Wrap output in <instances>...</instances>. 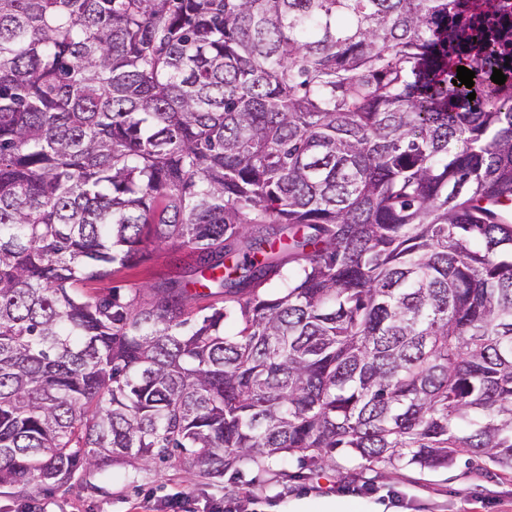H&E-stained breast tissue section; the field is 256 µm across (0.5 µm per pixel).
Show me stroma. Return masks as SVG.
Returning <instances> with one entry per match:
<instances>
[{"instance_id": "35a3bbf8", "label": "stroma", "mask_w": 512, "mask_h": 512, "mask_svg": "<svg viewBox=\"0 0 512 512\" xmlns=\"http://www.w3.org/2000/svg\"><path fill=\"white\" fill-rule=\"evenodd\" d=\"M194 257L187 248H149L134 263L114 265L111 276L91 282L92 293L176 281ZM335 465L311 468L289 458L291 480L255 468L242 474L207 475L192 460L166 464L116 460L107 470L77 472L68 486L33 482L24 492L0 486V512H285L295 500H343L350 512H512V472L477 469L460 459L429 470L409 467L385 476L348 451Z\"/></svg>"}]
</instances>
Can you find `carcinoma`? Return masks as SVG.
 I'll return each instance as SVG.
<instances>
[{
	"mask_svg": "<svg viewBox=\"0 0 512 512\" xmlns=\"http://www.w3.org/2000/svg\"><path fill=\"white\" fill-rule=\"evenodd\" d=\"M488 2L0 0V485L339 448L512 471ZM151 245L196 256L181 283L84 293Z\"/></svg>",
	"mask_w": 512,
	"mask_h": 512,
	"instance_id": "obj_1",
	"label": "carcinoma"
}]
</instances>
